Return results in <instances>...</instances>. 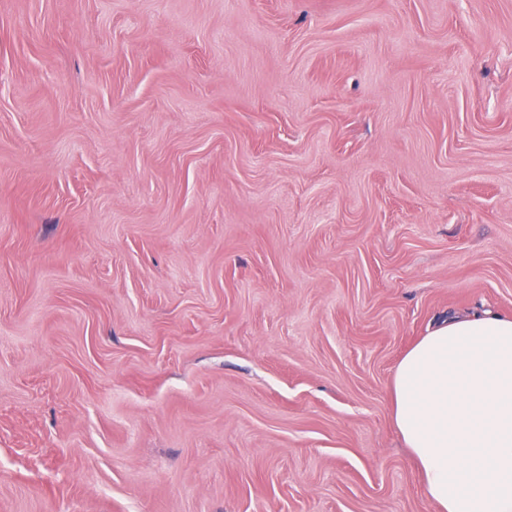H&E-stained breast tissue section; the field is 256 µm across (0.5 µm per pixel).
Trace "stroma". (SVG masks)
I'll list each match as a JSON object with an SVG mask.
<instances>
[{
  "instance_id": "stroma-1",
  "label": "stroma",
  "mask_w": 512,
  "mask_h": 512,
  "mask_svg": "<svg viewBox=\"0 0 512 512\" xmlns=\"http://www.w3.org/2000/svg\"><path fill=\"white\" fill-rule=\"evenodd\" d=\"M512 317V0H0V512H436L391 418Z\"/></svg>"
}]
</instances>
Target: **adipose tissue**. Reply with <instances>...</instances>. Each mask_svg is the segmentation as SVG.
Here are the masks:
<instances>
[{
    "label": "adipose tissue",
    "mask_w": 512,
    "mask_h": 512,
    "mask_svg": "<svg viewBox=\"0 0 512 512\" xmlns=\"http://www.w3.org/2000/svg\"><path fill=\"white\" fill-rule=\"evenodd\" d=\"M391 394L438 512H512V319L441 320L405 352Z\"/></svg>",
    "instance_id": "1"
}]
</instances>
